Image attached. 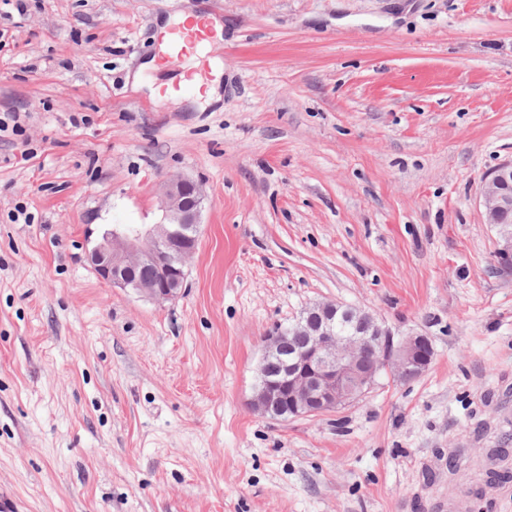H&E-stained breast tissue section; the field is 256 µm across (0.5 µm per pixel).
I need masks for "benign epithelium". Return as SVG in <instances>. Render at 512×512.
<instances>
[{
    "mask_svg": "<svg viewBox=\"0 0 512 512\" xmlns=\"http://www.w3.org/2000/svg\"><path fill=\"white\" fill-rule=\"evenodd\" d=\"M511 186L512 161L485 177L480 203L487 223L502 224L512 214ZM205 199L197 182L170 176L160 197L163 222L104 231L88 251L96 274L159 304L177 298L197 249ZM141 267L151 274L137 277ZM264 343L252 402L262 414L279 420L345 408L368 393L381 372L392 368L399 379L412 380L428 369L433 357L429 337L396 339L370 311L333 301L306 307L291 324L269 332ZM367 346L374 351L369 363L363 359Z\"/></svg>",
    "mask_w": 512,
    "mask_h": 512,
    "instance_id": "obj_1",
    "label": "benign epithelium"
}]
</instances>
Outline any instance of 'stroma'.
<instances>
[{
    "label": "stroma",
    "mask_w": 512,
    "mask_h": 512,
    "mask_svg": "<svg viewBox=\"0 0 512 512\" xmlns=\"http://www.w3.org/2000/svg\"><path fill=\"white\" fill-rule=\"evenodd\" d=\"M0 0V512H482L512 451V0ZM224 26L221 99L131 80L156 23ZM207 198L184 293L101 281L98 235ZM340 301L428 336L411 381L273 420L266 334ZM463 465L436 466L448 449ZM511 183L512 161L501 164L485 177L480 192V203L487 224H503L512 230V223L504 222L507 214L512 215V193L507 190Z\"/></svg>",
    "instance_id": "35a3bbf8"
}]
</instances>
